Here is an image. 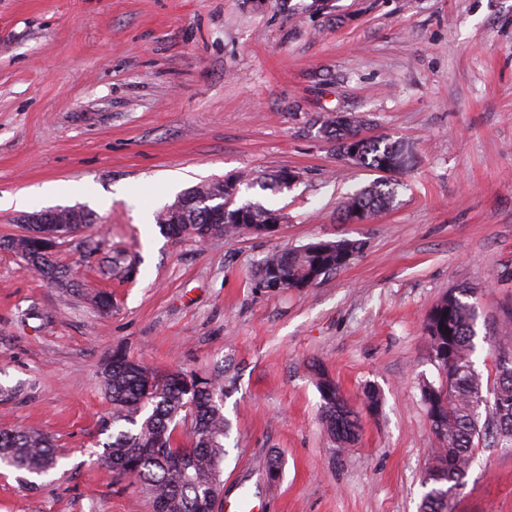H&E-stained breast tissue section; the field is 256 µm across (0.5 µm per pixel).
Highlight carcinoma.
<instances>
[{"instance_id":"carcinoma-1","label":"carcinoma","mask_w":512,"mask_h":512,"mask_svg":"<svg viewBox=\"0 0 512 512\" xmlns=\"http://www.w3.org/2000/svg\"><path fill=\"white\" fill-rule=\"evenodd\" d=\"M365 119L336 115L326 121L324 133L336 141L339 154L355 165L382 173L381 179L351 194L343 204L346 219L361 211L369 219L390 205L392 177L408 167V155L392 143L360 136ZM256 180L262 188L277 192L288 187L284 171ZM240 181H216L198 185L156 215L160 231L168 236L198 240L227 237L247 231L251 225L278 224L284 214L259 202L234 204ZM61 224L85 231L94 227L91 214L61 211ZM14 237L3 246L27 265L62 287L69 286L67 272L58 267L54 245L35 234ZM362 244L341 239L310 243L271 252L257 269V278L273 280L279 288H298L341 269L340 258L354 257ZM469 291L453 289L430 311L423 324L431 355L445 384L426 385L422 399L431 427L439 441L434 462L423 475L420 512H450L477 447L476 440L491 436L512 446V363L495 364L492 382H483L472 356L476 345V313L465 301ZM321 397L320 415L328 433L340 445L353 443L358 418L336 384L316 372ZM184 372H157L122 352L107 362L104 384L112 405L101 420L108 433L103 457L112 469L138 479L153 497L155 512H214L222 491L224 437L229 424L224 417V372L204 375L187 385ZM487 424H481L483 414ZM191 419L188 442L178 440L177 425ZM57 457L51 437L39 431H0V467L29 475H45L55 468Z\"/></svg>"}]
</instances>
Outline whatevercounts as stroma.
<instances>
[{
  "instance_id": "obj_1",
  "label": "stroma",
  "mask_w": 512,
  "mask_h": 512,
  "mask_svg": "<svg viewBox=\"0 0 512 512\" xmlns=\"http://www.w3.org/2000/svg\"><path fill=\"white\" fill-rule=\"evenodd\" d=\"M339 113L412 160L368 223L341 216L377 174L324 134ZM281 169L298 172L291 188L237 196L283 210L274 234L198 241L155 223L195 185ZM16 194L0 243L42 210L97 223L53 250L69 288L0 246V430L46 433L61 455L33 490L1 468L0 512H154L102 459L115 349L162 372L223 369L215 512L240 497L419 512L438 448L421 389L442 380L427 314L471 288L482 376L492 343L512 344V0H0V198ZM339 239L362 249L319 284L255 277L272 251ZM320 372L359 415L350 447L319 421ZM452 508L512 512V447L480 440Z\"/></svg>"
}]
</instances>
